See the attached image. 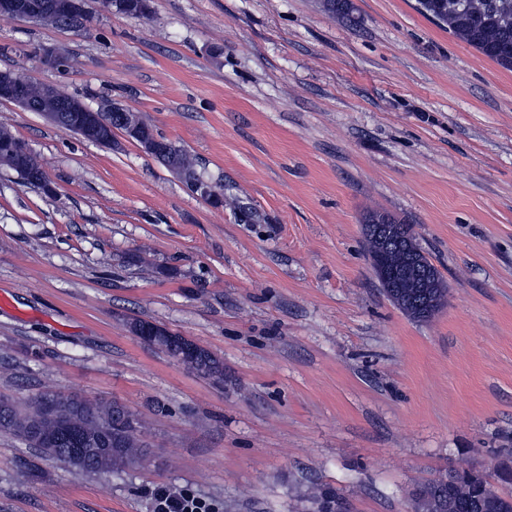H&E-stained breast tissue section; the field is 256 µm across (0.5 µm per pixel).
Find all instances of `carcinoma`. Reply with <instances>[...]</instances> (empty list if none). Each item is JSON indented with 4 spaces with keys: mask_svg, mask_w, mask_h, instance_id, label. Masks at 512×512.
Instances as JSON below:
<instances>
[{
    "mask_svg": "<svg viewBox=\"0 0 512 512\" xmlns=\"http://www.w3.org/2000/svg\"><path fill=\"white\" fill-rule=\"evenodd\" d=\"M420 11L435 22L448 27V32L473 47L486 58L506 70H512V0H419ZM169 150L185 157L189 171L188 184L200 181L194 159L188 152L169 143ZM368 257L376 256L388 267H394L401 250L397 244L387 249L369 232L365 233ZM414 259L435 276L433 287L417 291L413 288L385 289L390 300L409 318L416 321L431 319L442 305L425 306L428 295L447 296V288L436 266L419 250ZM198 364L186 363L196 374L216 382L224 380V363L208 350L198 346ZM132 414L117 402H87L73 399L62 405L58 419L42 413L41 398L30 401L23 411L10 401L0 400V426L14 431L17 436L42 450L46 455L71 466H78L71 455L32 437L33 430L42 428L53 433L61 422H72L88 431L106 429L122 442L123 452L104 455L87 467L89 471H119L138 460L145 447L138 428H126L122 418ZM458 471L437 480L417 485L414 495L419 500H430L442 512H512V495L496 491L490 476L482 474L475 484L455 479Z\"/></svg>",
    "mask_w": 512,
    "mask_h": 512,
    "instance_id": "cac0c4a2",
    "label": "carcinoma"
}]
</instances>
